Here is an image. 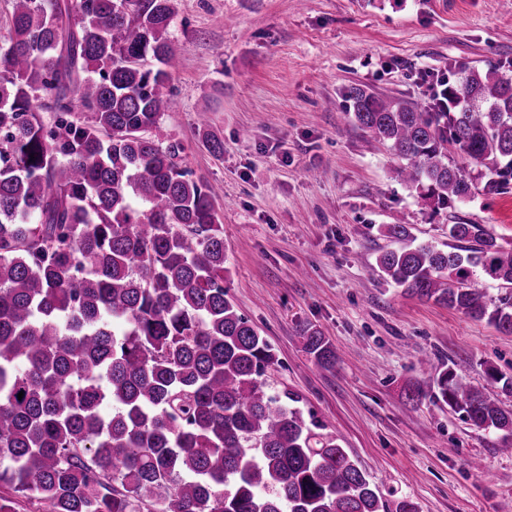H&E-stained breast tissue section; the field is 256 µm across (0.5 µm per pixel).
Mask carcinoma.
I'll return each mask as SVG.
<instances>
[{
    "instance_id": "obj_1",
    "label": "carcinoma",
    "mask_w": 512,
    "mask_h": 512,
    "mask_svg": "<svg viewBox=\"0 0 512 512\" xmlns=\"http://www.w3.org/2000/svg\"><path fill=\"white\" fill-rule=\"evenodd\" d=\"M175 0H12L0 40V512H388L327 425L275 391L274 349L237 312L224 224L163 133ZM367 145L433 209L512 184V75L464 71L426 104L354 86ZM52 113L45 121L42 113ZM85 112L83 119L73 117ZM206 147L224 154L207 131ZM372 266L404 292L512 333V248L450 224L448 249L389 224ZM481 276L500 286L487 298ZM304 351L336 365L316 328ZM433 403L512 453V377L442 360ZM23 398H18L19 392Z\"/></svg>"
}]
</instances>
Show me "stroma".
Wrapping results in <instances>:
<instances>
[{
    "label": "stroma",
    "mask_w": 512,
    "mask_h": 512,
    "mask_svg": "<svg viewBox=\"0 0 512 512\" xmlns=\"http://www.w3.org/2000/svg\"><path fill=\"white\" fill-rule=\"evenodd\" d=\"M180 65L165 132L210 189L224 224L229 296L279 357L268 370L341 438L388 501L420 512H512V454L431 398L428 354L474 383L512 375V334L404 294L370 271L385 224L442 245L452 224H481L512 248V188L433 211L400 184L386 145L366 149L348 87L414 102L460 69L512 61L503 0H177ZM224 142H200L196 115ZM313 326L336 347L323 368L304 352ZM481 471H473L472 460Z\"/></svg>",
    "instance_id": "stroma-1"
}]
</instances>
